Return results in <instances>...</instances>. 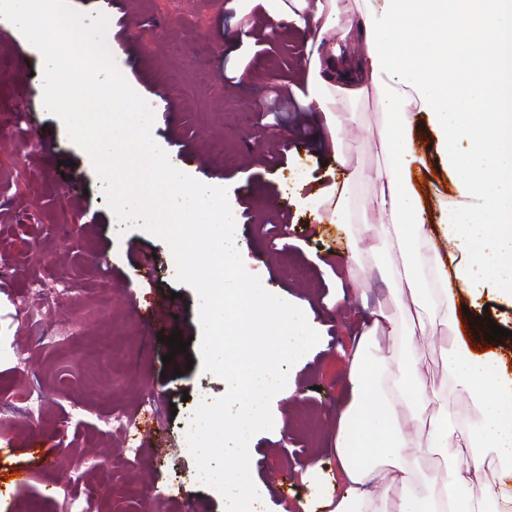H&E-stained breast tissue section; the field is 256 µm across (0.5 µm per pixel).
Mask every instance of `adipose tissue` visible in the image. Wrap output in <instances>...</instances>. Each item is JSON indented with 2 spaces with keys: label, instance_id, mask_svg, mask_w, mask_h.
<instances>
[{
  "label": "adipose tissue",
  "instance_id": "obj_1",
  "mask_svg": "<svg viewBox=\"0 0 512 512\" xmlns=\"http://www.w3.org/2000/svg\"><path fill=\"white\" fill-rule=\"evenodd\" d=\"M277 20L318 35L306 66L301 99L322 113L331 135L328 163L342 162L340 134L353 116L334 111L333 89L355 96L363 83L379 87L389 117L381 137L384 162L372 175L353 174L343 186H329L331 220L348 222L356 185L372 178L377 192L367 207L388 217L392 241L354 227L355 242L378 256L392 245L404 260L405 292L414 308L395 322L379 310L360 336L349 366L350 398L337 414L334 456L337 488L301 501V512H512V369L497 350L479 352L459 341L446 349L445 381L466 398L473 414L460 418L439 389L427 388L418 373L414 339L435 336L439 327L458 332L461 319L451 304L457 283L478 306L482 285L494 281L512 300V153L502 150L512 133V114L498 109L503 67L496 37L512 21V0H250ZM344 25H337L339 15ZM362 44L363 58L346 61L341 43ZM426 118L436 151L454 175L469 206L442 208L427 226L423 196L413 178L425 165L411 137ZM468 151H460V142ZM465 254L448 265L442 246ZM394 336L389 354L369 352L378 331ZM418 443L443 461L440 477L430 476L402 455ZM497 461L502 482H483L486 459Z\"/></svg>",
  "mask_w": 512,
  "mask_h": 512
}]
</instances>
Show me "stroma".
Segmentation results:
<instances>
[{
	"label": "stroma",
	"instance_id": "1",
	"mask_svg": "<svg viewBox=\"0 0 512 512\" xmlns=\"http://www.w3.org/2000/svg\"><path fill=\"white\" fill-rule=\"evenodd\" d=\"M227 0H67L94 17L108 18L106 42L117 68L125 70L155 117V141L194 179L227 188L247 207L241 221L240 254L247 270L282 299L309 305L320 341L288 373L290 394L271 401L273 426L254 437L256 478L269 512H288L304 497L321 492L324 475L335 469L336 414L349 390L343 356L371 325L379 308L390 306L394 253L354 257L348 224L318 220L312 209L291 208L280 228L276 197L313 195L343 184L359 170L381 161L379 142L386 116L375 86L354 100L337 98L336 109L355 121L342 132L344 162L322 164V114L281 105L292 95L297 62L312 54L306 41L290 34L257 40L250 47L232 41L233 11ZM252 83L227 97L243 71ZM0 184L15 168L26 178L0 195V512H61L69 496L75 463L108 461L100 481L112 492L87 502L88 512H109L122 502L126 512H224L220 497L200 485L194 458L184 450L183 423L200 401L224 394L222 378L203 371L197 347L198 296L177 282L171 251L140 227L117 224L89 155L67 136L61 121L43 106V59L17 27L0 24ZM428 167L420 175L426 199L455 204L458 196L420 133ZM203 151L207 169L192 160ZM149 277L141 285V277ZM66 314L25 322L16 299L32 287L60 284ZM161 306L169 318L146 326L133 302ZM66 340L38 345L37 336L55 321ZM190 339L187 353L173 356L164 337ZM112 342L107 362L88 358V348ZM454 339L417 337L420 375L439 387L446 375L443 350ZM170 354V353H169ZM43 396L36 420L23 414L30 390ZM155 402L150 443L139 457L126 452L122 432L105 426L110 410L137 412L144 399Z\"/></svg>",
	"mask_w": 512,
	"mask_h": 512
}]
</instances>
